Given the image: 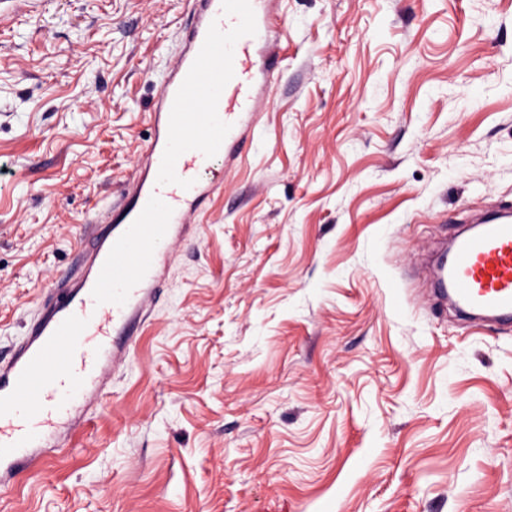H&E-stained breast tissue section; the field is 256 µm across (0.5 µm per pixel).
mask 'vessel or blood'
Instances as JSON below:
<instances>
[{"label": "vessel or blood", "mask_w": 512, "mask_h": 512, "mask_svg": "<svg viewBox=\"0 0 512 512\" xmlns=\"http://www.w3.org/2000/svg\"><path fill=\"white\" fill-rule=\"evenodd\" d=\"M268 0H190L184 47L163 78L150 114L146 162L109 224L95 239L85 271L53 312L35 321L10 362L0 365V485L35 460L60 425L118 367L137 341L145 309L161 285L164 244L185 241L195 210L214 192L209 166L237 153L259 107ZM7 0L0 25L17 7ZM462 310L512 314V218L492 215L457 236L437 279Z\"/></svg>", "instance_id": "1"}]
</instances>
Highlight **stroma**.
<instances>
[{"instance_id": "1", "label": "stroma", "mask_w": 512, "mask_h": 512, "mask_svg": "<svg viewBox=\"0 0 512 512\" xmlns=\"http://www.w3.org/2000/svg\"><path fill=\"white\" fill-rule=\"evenodd\" d=\"M187 12L51 0L0 30V362L143 163ZM267 34L252 139L0 512H512V324L423 267L512 207V0H271Z\"/></svg>"}]
</instances>
